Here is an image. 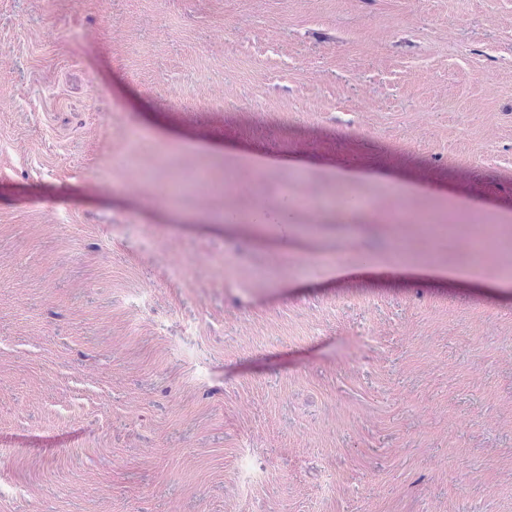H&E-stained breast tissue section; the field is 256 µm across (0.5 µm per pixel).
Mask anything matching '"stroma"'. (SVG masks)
I'll list each match as a JSON object with an SVG mask.
<instances>
[{
	"label": "stroma",
	"instance_id": "stroma-1",
	"mask_svg": "<svg viewBox=\"0 0 512 512\" xmlns=\"http://www.w3.org/2000/svg\"><path fill=\"white\" fill-rule=\"evenodd\" d=\"M504 211L512 0H0V512H512ZM460 270L435 264H413L407 261L390 264H366L358 267L328 268L327 275L336 282L363 280L377 282H395L401 280L424 279L426 282L440 286L469 287L470 281L479 280L475 277H458ZM423 273L424 276H415Z\"/></svg>",
	"mask_w": 512,
	"mask_h": 512
}]
</instances>
